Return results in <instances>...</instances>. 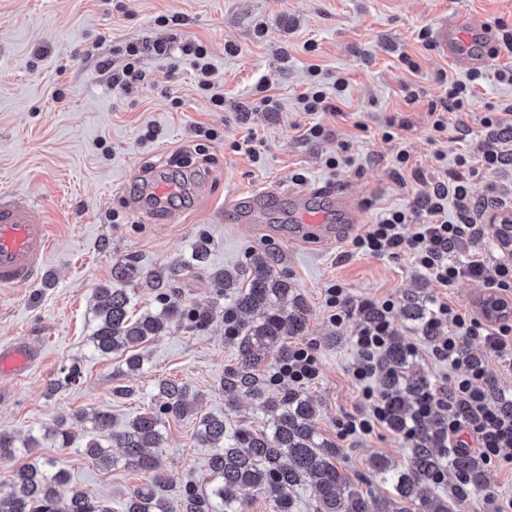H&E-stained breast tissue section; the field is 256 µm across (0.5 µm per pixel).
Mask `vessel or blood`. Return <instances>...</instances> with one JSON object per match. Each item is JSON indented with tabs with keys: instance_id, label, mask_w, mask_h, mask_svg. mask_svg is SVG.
<instances>
[{
	"instance_id": "1",
	"label": "vessel or blood",
	"mask_w": 512,
	"mask_h": 512,
	"mask_svg": "<svg viewBox=\"0 0 512 512\" xmlns=\"http://www.w3.org/2000/svg\"><path fill=\"white\" fill-rule=\"evenodd\" d=\"M433 38L439 51L455 64L478 70L487 62L492 30L482 21L460 19L437 24ZM282 200L288 203L285 216L294 224L300 243L344 240L360 221L354 200L328 186L284 192L270 188L235 197L230 205L239 221L249 222ZM49 249L48 224L42 209L29 196L0 193V288L29 284L41 271ZM32 363L33 354L24 344L0 348L1 376H22Z\"/></svg>"
}]
</instances>
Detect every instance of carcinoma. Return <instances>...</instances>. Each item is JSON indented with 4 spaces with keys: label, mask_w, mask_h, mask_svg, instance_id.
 I'll list each match as a JSON object with an SVG mask.
<instances>
[{
    "label": "carcinoma",
    "mask_w": 512,
    "mask_h": 512,
    "mask_svg": "<svg viewBox=\"0 0 512 512\" xmlns=\"http://www.w3.org/2000/svg\"><path fill=\"white\" fill-rule=\"evenodd\" d=\"M208 255V241L197 240L192 247V264L204 266ZM112 278L143 280L157 290V307L133 315L126 289H96L100 299L95 307L98 324L91 336L95 351L102 355L123 352L126 371L139 372L144 364L138 352L142 344L173 327L204 331L220 312L224 335L237 351L235 362L224 369V407L235 408L240 396L246 394L257 402L261 412L271 416L266 430L245 428L229 436L225 434L224 418L200 414L196 437L212 449L210 468L221 482L208 493L187 482L171 500L164 494L168 483L160 460L165 444L162 424L199 414L198 406L189 402L186 384L170 379L158 381L156 407L135 416L121 429L115 428L108 411L92 408L72 415L92 425L93 437L81 454L103 469L121 464L146 477L126 498L120 512H244L233 498V491L243 487L258 490L271 502L274 512H290L292 491L303 485L314 493L315 512H369L363 492L352 487L340 469V449L320 437L312 399L296 389L277 396L266 390L267 359L275 356L282 363L288 362L292 354L288 336H298L306 328V309L288 280L277 274L274 258L255 254L243 266L213 272L217 299L224 300L220 310L215 305L199 307L182 302L172 291L171 276H145L131 262H116ZM399 312L403 318L417 322L426 339L436 338L426 300L407 296ZM409 357L404 337L389 336L379 363L387 424L400 435L411 428L415 436L408 464L399 467L384 457L369 461L370 468L393 490V496L375 500L374 512H407L408 503L417 506L418 512H460L467 493L484 487L485 471L475 456L458 454L451 460V468L462 479L459 489L449 497L429 491V486L438 483V474L444 472L440 448L446 442L445 426L442 416L435 412L426 418L418 416L419 405L430 396L432 387L426 376L408 373ZM81 376V367L74 361L60 369L48 390L52 393L72 386ZM66 423L67 417L60 415L51 430L63 448L72 441ZM38 447L39 439L34 435L20 444L13 434L0 431V460L14 457L22 449L33 454ZM114 448L121 449V455L112 453ZM0 512L114 510L72 487L69 473L54 469L51 460L37 459L0 482Z\"/></svg>",
    "instance_id": "obj_1"
}]
</instances>
